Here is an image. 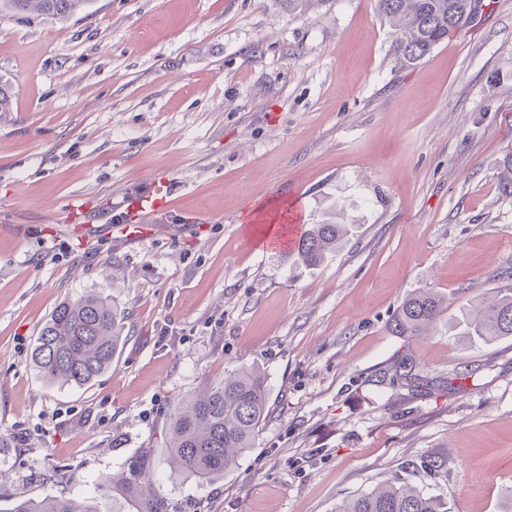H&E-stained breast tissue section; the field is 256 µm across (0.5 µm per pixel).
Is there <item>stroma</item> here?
Segmentation results:
<instances>
[{"label": "stroma", "mask_w": 512, "mask_h": 512, "mask_svg": "<svg viewBox=\"0 0 512 512\" xmlns=\"http://www.w3.org/2000/svg\"><path fill=\"white\" fill-rule=\"evenodd\" d=\"M376 0H92L62 21L0 16V512L95 498L138 512H336L400 477L448 512L512 500V336L456 319L512 267V0L415 68ZM168 179L166 217L123 238V196ZM351 225L317 266L257 240L265 195ZM448 309L396 336L403 299ZM124 315L110 370L49 384L31 354L62 302ZM409 356L427 393L378 375ZM257 367L269 412L229 472L170 479L167 424L204 381ZM446 457L427 476L423 459ZM447 300L431 289H418L410 293L389 322L396 336H420L435 323L444 310Z\"/></svg>", "instance_id": "stroma-1"}]
</instances>
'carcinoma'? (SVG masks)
Instances as JSON below:
<instances>
[{
  "mask_svg": "<svg viewBox=\"0 0 512 512\" xmlns=\"http://www.w3.org/2000/svg\"><path fill=\"white\" fill-rule=\"evenodd\" d=\"M91 0H0V15L47 14L68 19L86 9ZM380 16L392 22L393 53L404 67L420 63L448 35L468 23L481 8L479 0H377ZM500 192L512 198V152L503 160ZM352 225L312 224L298 240L297 256L314 266L348 241ZM447 300L431 289L410 293L389 322L396 336H420L435 323ZM460 335L491 343L512 336V286L497 289L489 302L476 300L455 323ZM122 317L106 299L90 294L57 306L42 328L32 362L49 383L62 381L77 387L91 383L112 367L120 345ZM392 381L411 388L425 379L409 357L396 361ZM269 392L257 370L240 368L219 381L206 383L182 403L168 423L167 448L171 475L207 479L233 469L238 458L253 447L268 412ZM8 512H99L96 503L46 496L18 499ZM337 512H447L445 503L407 484L388 481L342 502Z\"/></svg>",
  "mask_w": 512,
  "mask_h": 512,
  "instance_id": "carcinoma-1",
  "label": "carcinoma"
}]
</instances>
